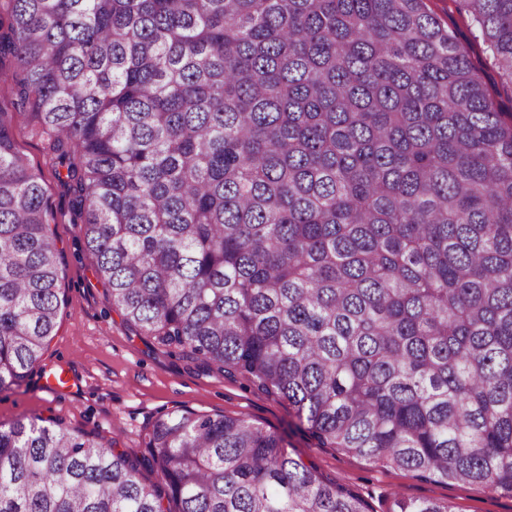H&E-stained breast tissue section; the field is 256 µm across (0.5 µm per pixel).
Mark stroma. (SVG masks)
Instances as JSON below:
<instances>
[{
	"mask_svg": "<svg viewBox=\"0 0 512 512\" xmlns=\"http://www.w3.org/2000/svg\"><path fill=\"white\" fill-rule=\"evenodd\" d=\"M428 10L453 29L487 87L496 111L512 113V87L503 86L486 61L470 19L454 0H425ZM15 138L41 174L50 210V229L60 252L65 302L56 334L39 369L18 387L0 390V425L38 415L61 421L71 431L115 440L131 459L145 450L141 434L158 414L181 407L207 414L243 416L285 436L289 452L314 463L322 476L344 485L367 512H390L392 494L451 504L455 512H512V496L477 484L431 481L417 473L381 468L333 448H319L293 430L287 402L238 376H230L180 352L137 335L113 308L85 248L80 225L71 223L68 199L44 140L18 123Z\"/></svg>",
	"mask_w": 512,
	"mask_h": 512,
	"instance_id": "obj_1",
	"label": "stroma"
}]
</instances>
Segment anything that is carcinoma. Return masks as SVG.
<instances>
[{"mask_svg": "<svg viewBox=\"0 0 512 512\" xmlns=\"http://www.w3.org/2000/svg\"><path fill=\"white\" fill-rule=\"evenodd\" d=\"M456 2L512 84V0ZM3 44L0 389L63 304L22 114L127 325L320 448L512 495V113L423 0H0ZM141 442L0 426V512H366L243 417L177 409Z\"/></svg>", "mask_w": 512, "mask_h": 512, "instance_id": "obj_1", "label": "carcinoma"}]
</instances>
